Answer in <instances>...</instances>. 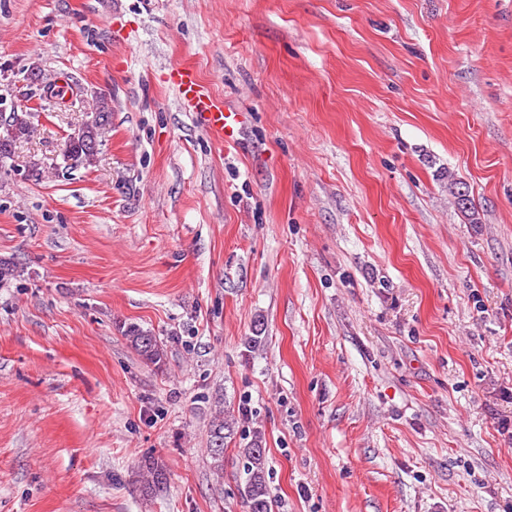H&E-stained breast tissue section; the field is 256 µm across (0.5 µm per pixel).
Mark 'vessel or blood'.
Segmentation results:
<instances>
[{"mask_svg":"<svg viewBox=\"0 0 512 512\" xmlns=\"http://www.w3.org/2000/svg\"><path fill=\"white\" fill-rule=\"evenodd\" d=\"M169 82L177 90L181 102L193 112L200 128L216 142L227 143L236 139L241 129L239 113L217 105L190 68H171Z\"/></svg>","mask_w":512,"mask_h":512,"instance_id":"1","label":"vessel or blood"}]
</instances>
